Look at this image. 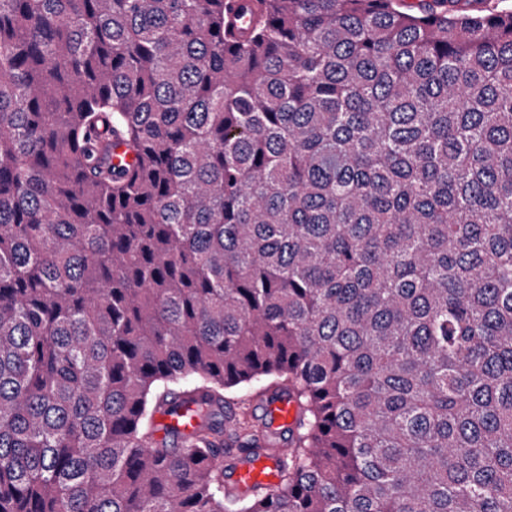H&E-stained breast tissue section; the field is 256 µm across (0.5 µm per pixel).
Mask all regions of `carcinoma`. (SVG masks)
I'll list each match as a JSON object with an SVG mask.
<instances>
[{
  "label": "carcinoma",
  "instance_id": "obj_1",
  "mask_svg": "<svg viewBox=\"0 0 512 512\" xmlns=\"http://www.w3.org/2000/svg\"><path fill=\"white\" fill-rule=\"evenodd\" d=\"M0 512H512V10L0 0ZM266 384L267 383L224 393L226 400V409L224 410L232 409L234 411H238L242 406H250L251 408L256 409L257 415H263L262 402L260 401V398L257 397L256 393ZM266 411L273 420V428L280 431L292 427L297 415L295 404L288 402L285 396L268 402ZM228 482L230 488L240 494H248L256 483L274 486L277 484L276 460L268 456L253 460L242 455L232 466Z\"/></svg>",
  "mask_w": 512,
  "mask_h": 512
}]
</instances>
